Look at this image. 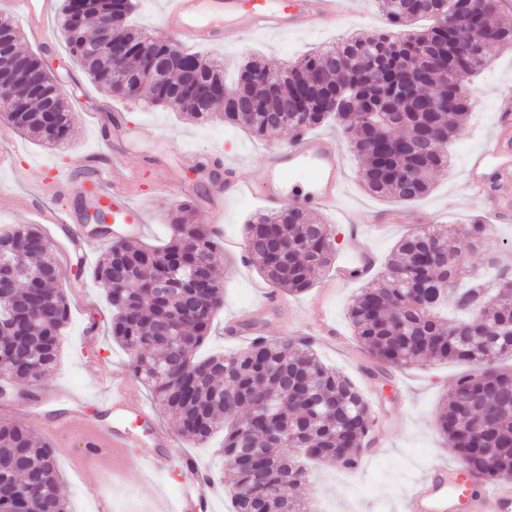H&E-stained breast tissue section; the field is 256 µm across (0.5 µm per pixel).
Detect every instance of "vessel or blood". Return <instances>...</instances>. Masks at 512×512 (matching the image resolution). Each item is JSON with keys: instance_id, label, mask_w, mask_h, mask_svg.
<instances>
[{"instance_id": "b4317fda", "label": "vessel or blood", "mask_w": 512, "mask_h": 512, "mask_svg": "<svg viewBox=\"0 0 512 512\" xmlns=\"http://www.w3.org/2000/svg\"><path fill=\"white\" fill-rule=\"evenodd\" d=\"M8 4L44 43L54 40V32L44 24L51 0H8ZM340 15L341 0H164L162 9L171 31L207 44L222 43L232 32L252 35L311 27L332 29L338 27ZM497 104L499 130L472 155L468 177L474 185L493 183L489 201L501 214L512 208V139L504 134L512 126V95H501ZM85 163L94 170L86 207L110 215L113 236L124 240L143 237L147 225L141 209L123 191L111 188L122 179L123 164L104 167L94 155L87 156ZM261 163L263 178L257 193L269 212L299 201L327 207L343 193L342 149L333 136L297 134L285 147L266 152ZM65 238L66 253L83 261L99 243L98 236L85 233L80 226H66ZM97 400L104 415L86 413L83 397L68 395V410L47 423L46 436L53 447L62 448L74 440L90 455L104 448L116 466L132 448L143 449L156 460L167 458L173 469L186 476L171 512H195L199 503L221 498V484L196 457L171 454L172 436L154 426L152 411L127 376H114L111 387ZM133 420L150 426L149 437L132 431L129 423ZM405 501V512H512V488L490 486L461 467L437 464L414 482Z\"/></svg>"}]
</instances>
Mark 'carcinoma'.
<instances>
[{
    "label": "carcinoma",
    "instance_id": "carcinoma-1",
    "mask_svg": "<svg viewBox=\"0 0 512 512\" xmlns=\"http://www.w3.org/2000/svg\"><path fill=\"white\" fill-rule=\"evenodd\" d=\"M464 1L477 20L494 21V43L512 46V18L502 12L501 0H432V13L413 9L411 0H381L392 27L422 17L434 19V25L409 36L390 31L357 35L278 72L250 60L230 84L238 103L224 107L220 117L266 138L285 129L296 133L353 118L344 132L364 189L399 202L422 198L432 188V176L451 166L448 143L469 115V87L454 72L437 70L421 80L415 101L393 102L399 83L416 79L427 52L444 60L466 54L462 64L470 76L488 67L490 43H452L450 30L440 26L439 18L452 20ZM80 2L62 0L60 30L71 55L107 94L136 100L147 90L151 104L168 107L181 90L185 69L204 80L224 72L218 58L186 50L173 36L129 26L137 0H102L101 11L83 19ZM108 16L117 21L111 36L131 43L127 78L112 75V56L92 49ZM0 37L9 41L8 49L26 63L35 81L53 87L54 76L42 57L20 49L21 31L9 16L0 15ZM161 51L179 63L158 77L151 60ZM302 72L314 74L316 82H299ZM257 73L269 80L253 81ZM442 85L455 95L454 106L433 104ZM333 96L359 97L365 107L322 111L323 102ZM0 99L25 106L16 131L49 144L71 137L74 115L64 99L49 111L28 85L0 90ZM223 101L204 98L179 112L208 120ZM167 220L163 245L113 240L93 268L112 308V339L142 350L132 370L155 405L174 416L183 439L201 442L224 430V462L237 477L231 512H309L305 500L294 495L308 480L303 461L357 468L369 434V404L348 377L319 359L308 339L280 343L256 337L234 355L197 357L213 314L224 306V285L216 274L221 253L214 232L193 222L190 201L172 203ZM245 235L248 260L271 287L289 295L305 292L314 272L334 260L330 225L313 221L295 206L256 216L245 225ZM460 239L479 248L486 226L434 225L403 237L384 273L354 296L347 314L354 335L382 366V374L414 362L484 366L456 381L435 423L456 462L497 485L512 481V370L494 368L502 357L512 356V268L493 254L487 264L499 273L495 281H486L456 258ZM55 248L39 224H16L0 233V258L17 262L16 287L0 286V379L28 388L55 369L60 333L69 319L68 300L55 287ZM197 268L203 279L189 280ZM0 487V512H69L53 450L29 425L5 417L0 418Z\"/></svg>",
    "mask_w": 512,
    "mask_h": 512
}]
</instances>
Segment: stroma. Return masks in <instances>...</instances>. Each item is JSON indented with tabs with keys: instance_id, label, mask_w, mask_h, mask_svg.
Returning <instances> with one entry per match:
<instances>
[{
	"instance_id": "35a3bbf8",
	"label": "stroma",
	"mask_w": 512,
	"mask_h": 512,
	"mask_svg": "<svg viewBox=\"0 0 512 512\" xmlns=\"http://www.w3.org/2000/svg\"><path fill=\"white\" fill-rule=\"evenodd\" d=\"M345 17L336 29H307L280 34H257L247 39H227L213 46L185 40L192 51L214 55L226 69L253 59L280 69L310 50L332 45L345 36L364 34L386 27L377 0H344ZM22 47L42 56L55 74L75 117L73 140L48 149L0 125V225L21 224L28 218L26 205L35 185H43V201L78 216L80 203L92 182L82 158L104 150L113 142L112 117L121 114L124 126L140 131L132 156L139 164L135 178L121 182L133 200L145 208L148 230L144 243L159 245L166 236L164 208L172 197L157 191L156 183L173 178L191 189L195 220L211 224L205 205L219 183L209 178L198 156L209 153L220 163L234 167L238 180L255 183L262 177L260 157L267 150L285 146L289 133L261 140L248 132L225 126L220 117L191 120L167 107L144 101L119 100L99 90L63 41L51 45L38 42L29 27H22ZM489 67L470 81V92L481 105L471 113L466 133L449 150L455 163L448 172L436 174L431 192L410 204L407 211L420 214L422 225L467 224L477 219L487 224L492 250L502 252L512 265V216L498 220L474 198L468 186V163L497 123V96L512 91V48L498 45L489 50ZM345 192L332 208L317 211V218L332 228L335 259L331 268L318 272L314 285L299 296H287L283 313H264L269 339L288 341L311 336L322 361L349 376L372 410L382 412L387 424L379 432L382 451L363 459L356 474L330 467L310 465L309 480L301 495L314 512H403L411 484L435 463H453L454 456L435 427L436 411L452 385L472 373L462 362L419 363L391 369L389 376L375 373L374 361L357 342L349 325L348 302L363 286L381 275L396 242L411 232V225L351 224L347 217L358 211L392 212L398 202L370 195L361 185L357 161L344 152ZM69 178L65 196L51 188L53 173ZM264 207L249 195L225 198L223 232L217 241L222 249L218 273L224 281V306L214 319L213 332L198 351L199 356L220 352L234 354L244 348L241 340L225 335L228 321L259 304L269 288L256 267L244 260L246 223ZM363 267L364 280L336 279L337 268ZM64 272L59 286L70 302V317L62 332L61 355L56 369L41 381L42 389H70L88 395L101 393L113 374L129 373L131 355L110 337L111 309L106 290L90 273H79L76 262L60 265ZM329 322L336 332L328 338L321 330ZM61 489L70 512H92L94 500L84 471L74 466L73 451H55ZM180 477L164 478L150 473L140 449H130L125 463L99 491L110 499V512H159L162 501L172 499Z\"/></svg>"
}]
</instances>
